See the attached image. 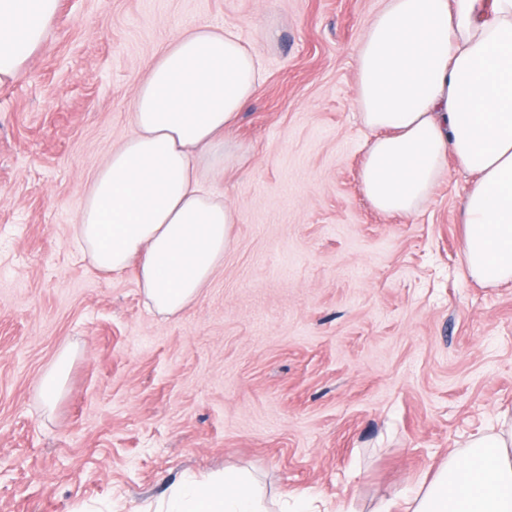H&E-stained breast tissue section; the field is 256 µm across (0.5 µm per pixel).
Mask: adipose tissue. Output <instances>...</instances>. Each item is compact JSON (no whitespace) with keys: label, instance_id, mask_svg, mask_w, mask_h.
Instances as JSON below:
<instances>
[{"label":"adipose tissue","instance_id":"ef3b65f1","mask_svg":"<svg viewBox=\"0 0 512 512\" xmlns=\"http://www.w3.org/2000/svg\"><path fill=\"white\" fill-rule=\"evenodd\" d=\"M58 0H0V81L42 43ZM355 106L373 131L359 178L383 214L421 209L449 161L473 177L463 201L467 270L512 283V0H383L355 49ZM255 53L230 29H183L152 60L132 101L131 134L85 189L75 239L92 266L136 268L147 305L171 316L224 262L233 210L207 173L237 162L226 135L252 98ZM512 512V410L470 435L377 512ZM164 512H264L241 471L175 484Z\"/></svg>","mask_w":512,"mask_h":512}]
</instances>
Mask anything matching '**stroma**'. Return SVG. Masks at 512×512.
Here are the masks:
<instances>
[{
    "mask_svg": "<svg viewBox=\"0 0 512 512\" xmlns=\"http://www.w3.org/2000/svg\"><path fill=\"white\" fill-rule=\"evenodd\" d=\"M381 0H58L0 83V512H155L235 468L272 512L300 494L374 512L512 407V284L472 279L449 161L431 201L377 212L355 47ZM208 23L261 73L210 174L236 214L179 314L75 246L84 190L132 131L151 60ZM61 396L36 390L63 350Z\"/></svg>",
    "mask_w": 512,
    "mask_h": 512,
    "instance_id": "stroma-1",
    "label": "stroma"
}]
</instances>
